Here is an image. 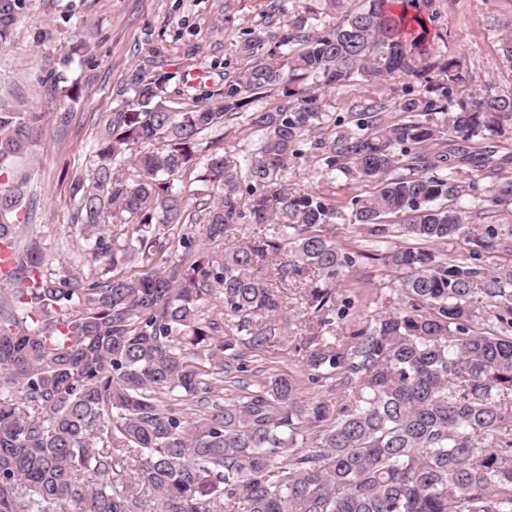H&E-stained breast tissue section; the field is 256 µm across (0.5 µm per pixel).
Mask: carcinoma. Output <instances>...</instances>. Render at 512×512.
Segmentation results:
<instances>
[{
  "mask_svg": "<svg viewBox=\"0 0 512 512\" xmlns=\"http://www.w3.org/2000/svg\"><path fill=\"white\" fill-rule=\"evenodd\" d=\"M432 4L368 0L322 33L301 19L271 46L251 32L239 51L253 65L204 106L170 110L166 76L130 70L72 186L91 277H58L37 241L20 245L34 200L17 164L45 114L0 108V512H512V266L381 239L385 224L425 244L470 236L479 185L459 182L451 158L495 169L455 139L512 121V96L473 87L458 60L426 78ZM20 6L0 0V36ZM364 74L423 80L426 94L387 103L368 90L355 131L310 138L323 113L303 81ZM273 86L277 106L243 111ZM237 119L262 132L254 149L197 157L206 131ZM311 157L327 175L378 180L349 201L376 236L368 249L325 235L336 201L288 188ZM197 165L205 193L175 187ZM492 191L512 205L511 180ZM243 224L267 233L244 241ZM375 252L406 276L400 306L368 314L336 281ZM290 282L304 371L252 372L221 403V384L285 336ZM486 308L498 327L475 333ZM310 384L325 397H306Z\"/></svg>",
  "mask_w": 512,
  "mask_h": 512,
  "instance_id": "carcinoma-1",
  "label": "carcinoma"
}]
</instances>
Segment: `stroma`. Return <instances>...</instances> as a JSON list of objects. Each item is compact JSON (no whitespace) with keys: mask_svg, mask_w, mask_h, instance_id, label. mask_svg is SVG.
I'll use <instances>...</instances> for the list:
<instances>
[{"mask_svg":"<svg viewBox=\"0 0 512 512\" xmlns=\"http://www.w3.org/2000/svg\"><path fill=\"white\" fill-rule=\"evenodd\" d=\"M270 0H23L16 24L0 41V101L24 102L33 112L72 114L66 135L47 129L34 150L32 179L28 192L37 208L22 228L23 238L38 241L47 256L48 269H64L93 275L84 261L87 242L74 221L70 186L87 174L98 118L118 104L117 94L129 70L140 67L166 75L167 104L179 110L211 102L224 88V72L246 70L251 61L240 54L243 33H272L312 18L319 30L334 28L339 17L366 0H285L284 12H268ZM437 54L461 61L475 87L493 85L505 95L512 93V63L502 52L512 37V0H433ZM78 54H70L71 46ZM77 86L76 100L60 94L61 88ZM378 97L396 100L423 95L420 82L401 79L368 84L356 76L341 89L319 90L322 112L340 119V131H348L345 117L360 101L367 87ZM257 132L247 125L231 124L200 140V150L220 143L229 155L239 157L253 149ZM316 161H300L288 171V184L296 191H323L343 202L327 235L345 251L361 247L367 234L356 224L347 201L366 196L373 183L356 182L344 175L330 179L318 174ZM459 181L478 182L480 194L471 199L475 234L486 228L499 233L512 230V206L494 203L493 179L469 164L459 165ZM445 259H460L493 272L512 265V256L501 248H478L455 235L434 247ZM403 275L385 267L382 260L362 259L344 270L339 281L344 293L353 295L358 308L373 312L397 307L396 291Z\"/></svg>","mask_w":512,"mask_h":512,"instance_id":"stroma-1","label":"stroma"}]
</instances>
